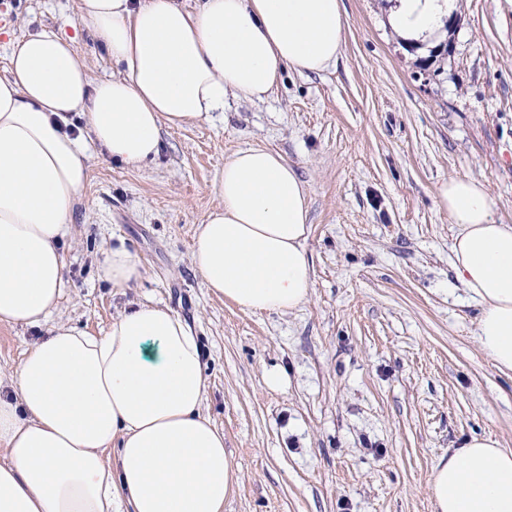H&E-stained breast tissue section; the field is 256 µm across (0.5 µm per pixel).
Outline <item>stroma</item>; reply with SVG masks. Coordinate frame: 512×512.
Listing matches in <instances>:
<instances>
[{"instance_id": "stroma-1", "label": "stroma", "mask_w": 512, "mask_h": 512, "mask_svg": "<svg viewBox=\"0 0 512 512\" xmlns=\"http://www.w3.org/2000/svg\"><path fill=\"white\" fill-rule=\"evenodd\" d=\"M344 47L320 74L286 72L264 101L163 128L140 167L94 153L62 249L52 323L105 331L152 299L191 327L208 378L203 411L237 473L224 512H434L433 467L474 436L512 448V374L476 336L477 308L451 266L456 233L438 206L449 178L481 181L512 224V6L460 0L453 52L420 72L386 21L388 0H342ZM78 0H0V76L15 41L62 28L92 79L118 74L81 30ZM262 146L308 192L310 291L293 312L253 313L213 295L192 258L235 151ZM125 243L144 276L99 280ZM41 326L0 325L9 382ZM285 372L270 388L269 371Z\"/></svg>"}]
</instances>
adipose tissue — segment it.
I'll use <instances>...</instances> for the list:
<instances>
[{"mask_svg": "<svg viewBox=\"0 0 512 512\" xmlns=\"http://www.w3.org/2000/svg\"><path fill=\"white\" fill-rule=\"evenodd\" d=\"M455 0H394L393 32L418 51L445 37ZM119 75L92 80L71 38L45 26L17 42L0 76V324L38 325L65 286L61 245L88 180L91 147L128 166L160 152L162 127L261 101L284 71L320 73L343 49L342 0H78ZM84 117L86 136L67 131ZM193 247L203 283L250 311L288 313L309 295L307 189L268 148L238 150ZM456 224L452 266L478 307L477 340L512 372V224L495 220L485 185L443 184ZM119 244L98 277L138 283ZM198 342L172 309L146 300L104 334L51 326L0 395V512H224L236 481L224 434L202 411ZM434 512H512V449L471 437L436 464Z\"/></svg>", "mask_w": 512, "mask_h": 512, "instance_id": "obj_1", "label": "adipose tissue"}]
</instances>
